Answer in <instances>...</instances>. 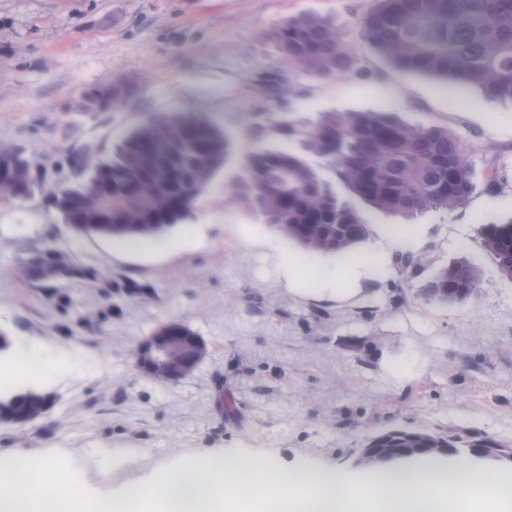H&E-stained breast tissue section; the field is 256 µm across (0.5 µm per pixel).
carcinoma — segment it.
Returning a JSON list of instances; mask_svg holds the SVG:
<instances>
[{"label": "carcinoma", "mask_w": 512, "mask_h": 512, "mask_svg": "<svg viewBox=\"0 0 512 512\" xmlns=\"http://www.w3.org/2000/svg\"><path fill=\"white\" fill-rule=\"evenodd\" d=\"M355 30L399 74L428 76L463 90L477 87L487 98L512 101V0H372ZM350 34L316 15L288 19L273 34L288 68L266 71L258 91L280 102L296 94L297 73L331 79L349 75L357 63ZM251 132L256 140H296L299 149L256 147L229 194L310 252L346 256L369 235L366 219L336 196L333 183L322 175L324 168L353 197L404 217L464 206L475 189L461 137L435 125H409L394 112H325L303 128L271 123L266 113L255 112ZM231 151V136L203 115L153 114L125 136L110 160L92 165L86 180L64 189L68 200L80 203L93 184L111 187L109 194L94 199L109 211V222L85 223L78 233L158 235L156 225L172 226L190 215ZM168 165L180 172L181 188L159 177L139 189L130 184L138 174L149 176ZM8 175L34 192L31 161L1 146L0 177ZM480 233L501 273L512 280V218L484 224ZM394 264L407 278L415 260L412 253L399 252ZM476 288L475 267L460 258L436 273L426 291L448 303L466 299ZM461 442L470 448L498 447L486 437L463 442L401 427L372 436L366 447L411 457L441 456L442 449Z\"/></svg>", "instance_id": "cac0c4a2"}]
</instances>
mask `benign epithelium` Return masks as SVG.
<instances>
[{
	"mask_svg": "<svg viewBox=\"0 0 512 512\" xmlns=\"http://www.w3.org/2000/svg\"><path fill=\"white\" fill-rule=\"evenodd\" d=\"M204 342L180 323H169L148 337L137 351V365L145 374L159 381H175L189 374L206 356ZM51 404V397L14 414L10 422L17 425L30 423L44 414ZM470 453L487 461L512 463V451L495 452L487 448H472ZM399 461L395 454L378 448H364L356 465L372 468Z\"/></svg>",
	"mask_w": 512,
	"mask_h": 512,
	"instance_id": "benign-epithelium-1",
	"label": "benign epithelium"
}]
</instances>
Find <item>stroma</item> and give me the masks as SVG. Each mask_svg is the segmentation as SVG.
<instances>
[{
    "instance_id": "obj_1",
    "label": "stroma",
    "mask_w": 512,
    "mask_h": 512,
    "mask_svg": "<svg viewBox=\"0 0 512 512\" xmlns=\"http://www.w3.org/2000/svg\"><path fill=\"white\" fill-rule=\"evenodd\" d=\"M372 0H0V146L34 163L31 196L0 203V328L16 348L69 357L50 377L0 371V390L37 387L52 398L40 419L0 420V450L54 453L81 495L101 498L155 477L178 458L224 450L354 471L369 437L392 427L512 449V281L479 229L512 217V103L418 75H399L355 43L357 75L296 79L295 97L273 104L253 80L282 59L269 33L315 14L343 25ZM113 78L135 95L118 110L84 108ZM392 111L411 125L460 136L476 189L454 209L404 219L368 211L370 234L353 253L364 274L338 270L225 198L256 142L249 115L304 126L323 112ZM156 112L201 114L233 138L231 161L193 212L168 229L167 248L120 251L83 236L49 203L84 175L85 150L111 158ZM498 169L497 188L486 170ZM417 236L408 287L381 276L392 229ZM479 286L459 303L425 295L432 276L459 258ZM298 262L295 279L284 259ZM335 288L313 287L312 270ZM176 321L208 353L183 379L142 374L140 344ZM136 449L104 469L100 450Z\"/></svg>"
}]
</instances>
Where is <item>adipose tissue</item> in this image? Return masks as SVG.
I'll return each mask as SVG.
<instances>
[{
	"label": "adipose tissue",
	"instance_id": "ef3b65f1",
	"mask_svg": "<svg viewBox=\"0 0 512 512\" xmlns=\"http://www.w3.org/2000/svg\"><path fill=\"white\" fill-rule=\"evenodd\" d=\"M0 512H512V475L424 456L354 476L222 452L86 502L51 462L13 451L0 453Z\"/></svg>",
	"mask_w": 512,
	"mask_h": 512
}]
</instances>
